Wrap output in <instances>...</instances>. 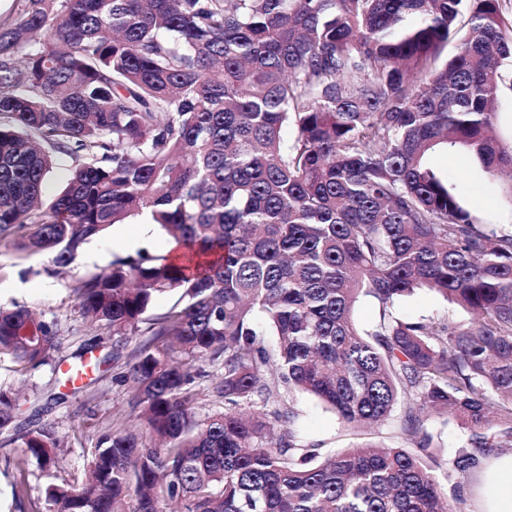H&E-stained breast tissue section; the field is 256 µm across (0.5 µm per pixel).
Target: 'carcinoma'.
I'll list each match as a JSON object with an SVG mask.
<instances>
[{"label": "carcinoma", "instance_id": "cac0c4a2", "mask_svg": "<svg viewBox=\"0 0 512 512\" xmlns=\"http://www.w3.org/2000/svg\"><path fill=\"white\" fill-rule=\"evenodd\" d=\"M466 1L467 31L438 66ZM505 66L499 0H13L0 241L65 268L145 216L184 249L118 256L71 285L94 326L137 340L117 379L136 390L139 424L99 431L84 478L56 481L64 440L21 430L22 399L0 384V436L20 448L13 499L32 512H457L429 472L420 413L467 427L450 473L479 474L512 447V234L481 223L428 160L463 149L491 179L512 175L496 126ZM422 288L471 320L396 317ZM362 293L379 306L365 334ZM59 336L0 306L14 372L51 360ZM296 392L354 428L405 398L400 430L420 453L323 456L300 434ZM32 459L46 477L35 499Z\"/></svg>", "mask_w": 512, "mask_h": 512}]
</instances>
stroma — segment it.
<instances>
[{
  "mask_svg": "<svg viewBox=\"0 0 512 512\" xmlns=\"http://www.w3.org/2000/svg\"><path fill=\"white\" fill-rule=\"evenodd\" d=\"M430 164L447 176L463 205L474 212L482 223L495 225L503 233L512 232V200L503 183L487 181L480 163L470 154L434 153ZM139 219L116 224L99 238L85 244L77 266L67 274H55L53 266L41 256L15 252L10 244H0V263L11 265L8 276L0 278V304L18 303L42 312L46 318L58 319L62 352L58 369L43 366L25 376L11 372L9 362H0V382L15 383L24 379L27 388L45 395L44 400L27 402L21 407L19 421L33 428L56 424L65 446L59 449L61 467L58 480L82 478L91 439L98 431L120 419L134 423L130 405L132 391L114 378L116 363L127 360L134 344L114 347L112 336L92 328L85 322L69 289L72 280L101 272L118 256L145 250L163 255L171 237L161 229L143 234ZM90 361L92 370L76 382H66L64 369ZM297 404L302 413L300 430L303 439L316 445L321 453L340 452L365 443L413 449L414 444L400 432L402 408H395L390 420L371 430H357L343 425L334 411L313 396L301 394ZM423 427L434 437L432 474L449 501L459 504L462 512H483L481 482L478 477L449 475L447 461L467 439L469 431L449 415L424 416Z\"/></svg>",
  "mask_w": 512,
  "mask_h": 512,
  "instance_id": "obj_1",
  "label": "stroma"
}]
</instances>
